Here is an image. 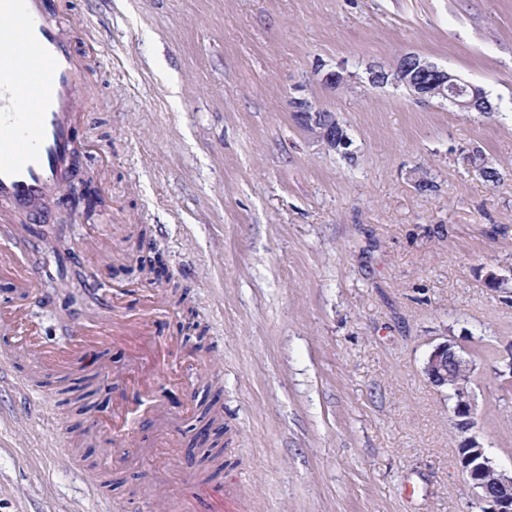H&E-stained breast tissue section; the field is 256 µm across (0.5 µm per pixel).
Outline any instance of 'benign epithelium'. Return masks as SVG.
Masks as SVG:
<instances>
[{
    "label": "benign epithelium",
    "instance_id": "obj_1",
    "mask_svg": "<svg viewBox=\"0 0 512 512\" xmlns=\"http://www.w3.org/2000/svg\"><path fill=\"white\" fill-rule=\"evenodd\" d=\"M368 82L373 86L393 84L404 87L411 96L421 101L438 99L448 101L462 111H476L486 114L494 112L487 103L485 90L472 82L462 79L449 69L441 68L419 55L408 52L397 60L395 65L385 67L380 64L367 69ZM352 74L340 67L321 73L320 80L326 86L336 90L349 86ZM301 123L311 129L314 138L328 150L344 155L352 154V140L347 128L336 116L316 108L304 98L291 101ZM81 154H76L69 168L70 197L76 205L71 214L82 212L87 215L89 209L79 210L77 205L84 200L90 188L85 186L88 175L77 176L80 169ZM472 364L461 359L446 341L434 347L424 363L423 372L436 386L452 385L454 389V424L466 433L472 430L476 404L469 387ZM459 463L471 485L477 503L482 512H512V470L508 471L486 451L482 440L475 434L465 438L459 452Z\"/></svg>",
    "mask_w": 512,
    "mask_h": 512
}]
</instances>
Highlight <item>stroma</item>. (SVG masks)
Returning a JSON list of instances; mask_svg holds the SVG:
<instances>
[{
    "mask_svg": "<svg viewBox=\"0 0 512 512\" xmlns=\"http://www.w3.org/2000/svg\"><path fill=\"white\" fill-rule=\"evenodd\" d=\"M47 3L88 74L75 137L98 204L62 231L101 298L59 295L47 241L9 223L0 241L42 274L26 309L48 344L106 320L113 296L151 312L152 335L76 361L65 405L55 376L15 361L48 409L0 387V512H167L171 489L142 477L164 438L181 476L239 478L255 512H478L454 401L423 365L439 343L466 349L473 431L511 468L512 383L495 371L512 350V0ZM406 52L482 86L494 112L368 83ZM338 67L353 79L334 92L318 73ZM294 97L335 113L352 158L300 126ZM142 248L169 280L139 274ZM191 309L199 345L180 329ZM212 402L215 463L191 446Z\"/></svg>",
    "mask_w": 512,
    "mask_h": 512,
    "instance_id": "obj_1",
    "label": "stroma"
}]
</instances>
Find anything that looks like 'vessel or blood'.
<instances>
[{
  "instance_id": "1",
  "label": "vessel or blood",
  "mask_w": 512,
  "mask_h": 512,
  "mask_svg": "<svg viewBox=\"0 0 512 512\" xmlns=\"http://www.w3.org/2000/svg\"><path fill=\"white\" fill-rule=\"evenodd\" d=\"M81 79L72 45L60 34L44 0H0V202L27 210L60 194L66 161L78 147L73 136L76 92ZM10 269L14 289L25 300L37 299L40 274L20 264L11 248L0 249V270ZM24 307L0 310V328L24 329L0 350V382L11 383L6 363L23 359L36 368L68 369L73 360L111 327L77 329L70 340L49 347L26 332ZM205 480L185 483L170 499V512H209Z\"/></svg>"
}]
</instances>
